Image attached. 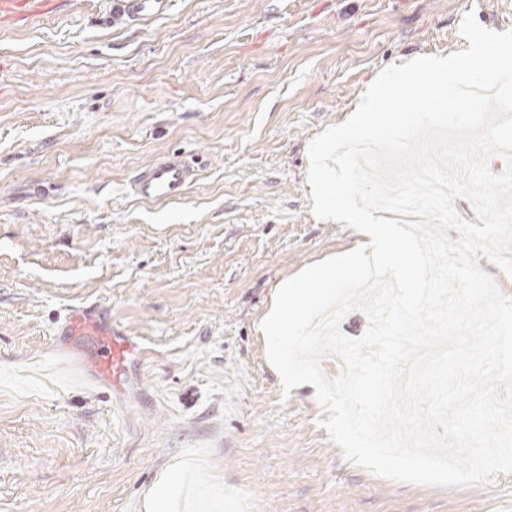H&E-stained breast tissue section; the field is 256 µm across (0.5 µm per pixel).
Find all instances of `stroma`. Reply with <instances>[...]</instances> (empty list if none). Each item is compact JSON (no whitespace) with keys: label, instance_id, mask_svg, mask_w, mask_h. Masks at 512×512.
<instances>
[{"label":"stroma","instance_id":"1","mask_svg":"<svg viewBox=\"0 0 512 512\" xmlns=\"http://www.w3.org/2000/svg\"><path fill=\"white\" fill-rule=\"evenodd\" d=\"M512 0H69L0 24V512H150L169 469L208 512H512V475L443 488L376 476L282 396L260 323L276 288L356 235L316 220L309 142L379 73L468 49ZM180 152L185 198L135 171ZM102 302L143 364L120 395L55 370L53 332ZM123 12L130 17L151 16L162 11V0H122ZM196 176V170L180 153L171 152L156 157L135 172L129 192L144 203L173 202L184 197Z\"/></svg>","mask_w":512,"mask_h":512}]
</instances>
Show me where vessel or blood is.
<instances>
[{"label":"vessel or blood","instance_id":"1","mask_svg":"<svg viewBox=\"0 0 512 512\" xmlns=\"http://www.w3.org/2000/svg\"><path fill=\"white\" fill-rule=\"evenodd\" d=\"M123 11L132 17L157 14L163 0H122ZM57 0H0V23L28 21L56 8ZM195 169L176 152L160 155L133 175L130 194L144 203H167L184 197L195 180ZM95 342L94 354H86L84 339ZM55 346L63 369L89 378L97 385L123 391L128 372L138 369L141 347L105 317L102 306L92 305L72 311L56 328Z\"/></svg>","mask_w":512,"mask_h":512}]
</instances>
